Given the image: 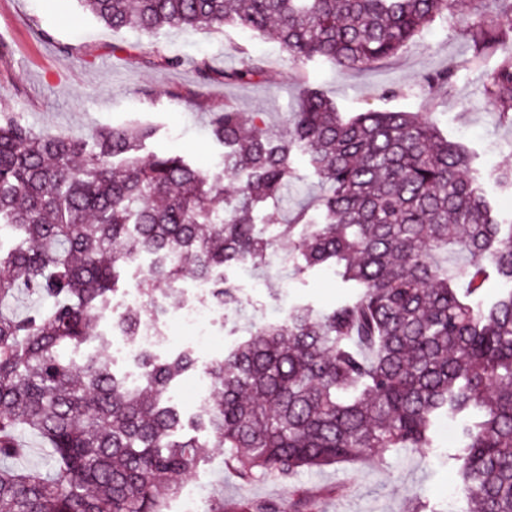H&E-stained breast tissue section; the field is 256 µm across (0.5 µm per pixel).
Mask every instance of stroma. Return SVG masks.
Wrapping results in <instances>:
<instances>
[{
	"instance_id": "stroma-1",
	"label": "stroma",
	"mask_w": 512,
	"mask_h": 512,
	"mask_svg": "<svg viewBox=\"0 0 512 512\" xmlns=\"http://www.w3.org/2000/svg\"><path fill=\"white\" fill-rule=\"evenodd\" d=\"M469 12L470 0H457L455 15L436 19L393 57L366 71H339L327 63L295 62L274 39L238 29L221 34L164 29L149 38L112 31L77 0H0V44L6 47L0 54V113L73 136L134 121L150 123L159 133L149 149L170 150L212 167L223 149L208 135L209 108L229 103L248 114L261 113L268 136L279 139L289 132L287 119L303 90L313 88L347 117L371 110L430 115L443 137L472 154L473 178L506 220L512 218V189L499 186L492 173L512 167V126L499 120L483 95V74L496 60L476 57L459 26ZM149 43L178 55L181 66L169 70L151 64L141 52ZM243 48L266 63L269 77L199 85V62L229 71L240 66ZM447 70L455 73L448 83H426V76ZM292 166L297 179L291 201L273 211L279 222L322 193L306 155L294 151ZM224 278L235 286L238 301L214 315L212 343L201 347L185 335L156 351L162 359L188 352L196 362L169 392L188 417L206 401V370L249 336L252 322L281 319L294 306L320 314L356 295L351 284L319 268L296 274L277 263L260 270L230 266ZM460 425L457 419H441L432 447L391 452L379 463L350 462L248 483L225 466L223 449L214 448L207 464L183 477L166 512H182L199 481L206 484L208 497L270 503L278 512H293L291 504L301 495L315 501V512H411L415 505L423 512H466L458 492Z\"/></svg>"
}]
</instances>
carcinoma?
I'll return each instance as SVG.
<instances>
[{"label":"carcinoma","instance_id":"obj_1","mask_svg":"<svg viewBox=\"0 0 512 512\" xmlns=\"http://www.w3.org/2000/svg\"><path fill=\"white\" fill-rule=\"evenodd\" d=\"M113 30L164 28L263 35L269 26L299 62L364 71L397 54L455 0H78ZM477 56L512 32V6L464 21ZM153 63L181 60L152 45ZM264 74L244 55L226 79ZM483 95L512 125V53L484 74ZM274 141L256 115L210 110L223 146L214 173L179 154L140 155L156 129L102 128L87 139L39 131L0 116V512H164L174 478L224 449L250 482L304 468L382 460L397 448L432 446L435 421L466 417L457 460L467 512H512V219L499 221L471 177V158L416 112L341 116L306 90ZM324 187L322 220L303 209L273 224L264 207L288 203L293 150ZM237 183L224 192V180ZM285 242L303 267L333 263L356 298L325 314L288 309L258 327L206 371L211 400L181 433L168 400L195 367L181 353H138L130 382L102 358L109 341L78 362L68 353L110 310L124 266L153 257L139 303L113 321L135 339L157 320L158 284L205 280L236 301L216 273L262 267ZM510 288L477 300L489 272ZM49 301L24 315L23 296ZM41 437L55 473L17 467L18 431ZM250 502L212 501L208 512H254Z\"/></svg>","mask_w":512,"mask_h":512}]
</instances>
